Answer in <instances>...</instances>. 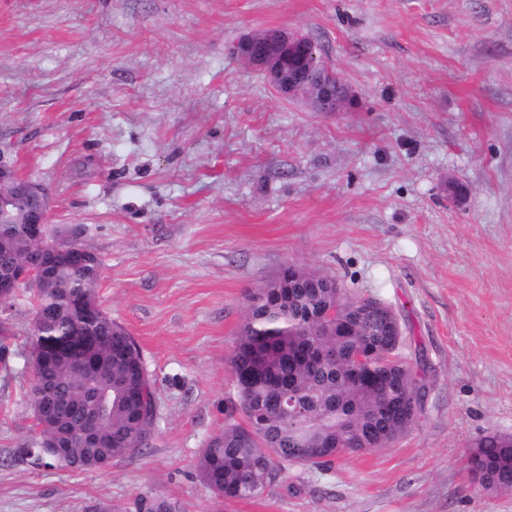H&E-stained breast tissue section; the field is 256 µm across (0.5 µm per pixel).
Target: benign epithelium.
Listing matches in <instances>:
<instances>
[{"instance_id":"1","label":"benign epithelium","mask_w":512,"mask_h":512,"mask_svg":"<svg viewBox=\"0 0 512 512\" xmlns=\"http://www.w3.org/2000/svg\"><path fill=\"white\" fill-rule=\"evenodd\" d=\"M228 51L241 64L264 75L282 97L300 100L315 112H343L356 103V95L349 87L348 100L336 99V80L331 69L318 66L315 55L306 52L297 36L286 30L266 29L244 35ZM14 208L24 210L28 236L36 242L43 241L50 208L48 192L41 185L19 177L14 167L0 157V218ZM79 258L77 246L55 242L44 260L54 271L76 264ZM40 277L39 270L27 266L16 279L0 280V299L7 297V289Z\"/></svg>"}]
</instances>
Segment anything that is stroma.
Segmentation results:
<instances>
[{"label":"stroma","mask_w":512,"mask_h":512,"mask_svg":"<svg viewBox=\"0 0 512 512\" xmlns=\"http://www.w3.org/2000/svg\"><path fill=\"white\" fill-rule=\"evenodd\" d=\"M310 37L357 96L280 97L226 47ZM0 155L100 257L155 437L99 470L14 462L33 429L26 290L0 308V512H512L467 448L512 435V0H0ZM463 186L448 192L449 182ZM288 264L393 305L429 367L387 448L220 500L196 462L235 404L249 294Z\"/></svg>","instance_id":"obj_1"}]
</instances>
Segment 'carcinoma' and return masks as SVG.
<instances>
[{
  "instance_id": "cac0c4a2",
  "label": "carcinoma",
  "mask_w": 512,
  "mask_h": 512,
  "mask_svg": "<svg viewBox=\"0 0 512 512\" xmlns=\"http://www.w3.org/2000/svg\"><path fill=\"white\" fill-rule=\"evenodd\" d=\"M89 263L61 268L27 287L48 312L31 329V357L43 362L33 375L34 414H50L36 446L13 458L35 468L103 469L150 446L157 418L156 393L139 345L105 310L82 321L72 310L79 296L94 295L101 275L95 251L81 243ZM39 249L21 224H0V277L12 274ZM361 297L336 280L289 264L249 294L227 359L243 419L229 416L197 459L204 485L218 498L254 499L278 484L290 466L328 469L345 454L392 445L423 411L427 370L403 353L407 336L391 335L379 315H359ZM371 350L370 367L353 357ZM92 360L84 372L71 364ZM109 394L98 410V444L84 441L90 392ZM466 470L482 493L512 492V441L489 437L470 447ZM136 512H172L156 495H143Z\"/></svg>"
}]
</instances>
